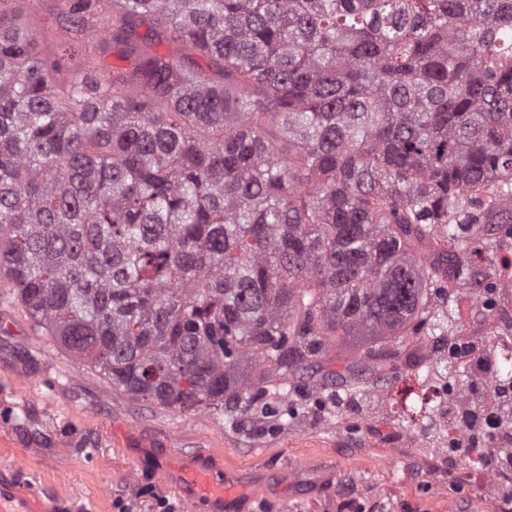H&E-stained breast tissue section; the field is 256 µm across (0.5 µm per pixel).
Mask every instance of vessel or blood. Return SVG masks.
<instances>
[{"instance_id": "vessel-or-blood-1", "label": "vessel or blood", "mask_w": 512, "mask_h": 512, "mask_svg": "<svg viewBox=\"0 0 512 512\" xmlns=\"http://www.w3.org/2000/svg\"><path fill=\"white\" fill-rule=\"evenodd\" d=\"M174 482L185 504L207 500L220 512H232L241 496L237 477L223 470L211 455L195 451L185 457L174 470ZM38 501L21 490L13 480L0 479V512H40Z\"/></svg>"}]
</instances>
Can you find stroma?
I'll use <instances>...</instances> for the list:
<instances>
[{
	"mask_svg": "<svg viewBox=\"0 0 512 512\" xmlns=\"http://www.w3.org/2000/svg\"><path fill=\"white\" fill-rule=\"evenodd\" d=\"M343 357L362 387H391L407 371L402 360L378 375L345 345L294 380L299 418L284 426L137 402L53 347L0 288V473L45 512H211L183 504L155 468L204 449L243 478L239 512H512L449 479L432 447L404 444L385 409L340 421L335 403L316 404Z\"/></svg>",
	"mask_w": 512,
	"mask_h": 512,
	"instance_id": "1",
	"label": "stroma"
}]
</instances>
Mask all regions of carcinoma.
I'll return each mask as SVG.
<instances>
[{
  "label": "carcinoma",
  "mask_w": 512,
  "mask_h": 512,
  "mask_svg": "<svg viewBox=\"0 0 512 512\" xmlns=\"http://www.w3.org/2000/svg\"><path fill=\"white\" fill-rule=\"evenodd\" d=\"M55 2L0 0V285L113 389L292 419L334 342L394 366L493 287L512 0Z\"/></svg>",
  "instance_id": "1"
}]
</instances>
